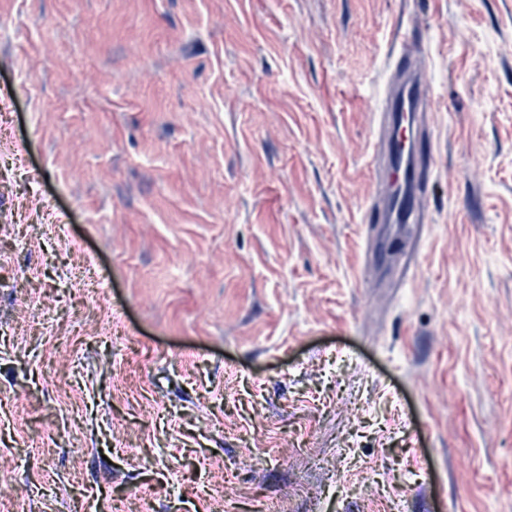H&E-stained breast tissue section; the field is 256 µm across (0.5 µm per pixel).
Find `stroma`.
<instances>
[{"label":"stroma","instance_id":"35a3bbf8","mask_svg":"<svg viewBox=\"0 0 512 512\" xmlns=\"http://www.w3.org/2000/svg\"><path fill=\"white\" fill-rule=\"evenodd\" d=\"M78 495L512 512V0H0V512ZM400 42L398 78L392 83L379 113L386 130L382 150L387 161V174L375 192L382 205L375 201V195L370 199V205L372 210H377L380 224H416L424 221L429 212L428 198L422 190L420 161L411 136L419 115L431 112L432 87L424 69L413 67V61L418 62L417 59L425 54L422 40L405 32ZM399 137L407 141L405 149L399 145ZM393 171L402 172L399 181L390 178Z\"/></svg>","mask_w":512,"mask_h":512}]
</instances>
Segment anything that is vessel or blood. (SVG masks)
<instances>
[{"instance_id": "vessel-or-blood-1", "label": "vessel or blood", "mask_w": 512, "mask_h": 512, "mask_svg": "<svg viewBox=\"0 0 512 512\" xmlns=\"http://www.w3.org/2000/svg\"><path fill=\"white\" fill-rule=\"evenodd\" d=\"M401 43L398 78L379 113L386 130L382 150L389 171L376 189L381 200L377 220L382 224H415L424 221L429 212L428 198L422 190L418 154L414 149L401 147L399 140L413 133L421 113L431 110L433 93L424 69L413 65L414 60L425 54L421 39L406 32Z\"/></svg>"}]
</instances>
